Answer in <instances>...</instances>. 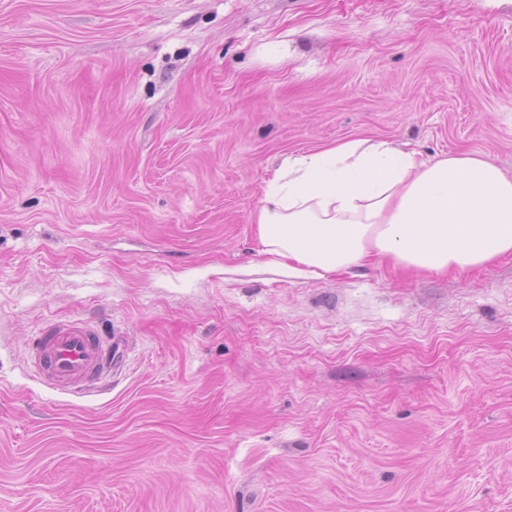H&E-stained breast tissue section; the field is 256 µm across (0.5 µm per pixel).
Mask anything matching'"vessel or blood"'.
Masks as SVG:
<instances>
[{
    "instance_id": "vessel-or-blood-1",
    "label": "vessel or blood",
    "mask_w": 512,
    "mask_h": 512,
    "mask_svg": "<svg viewBox=\"0 0 512 512\" xmlns=\"http://www.w3.org/2000/svg\"><path fill=\"white\" fill-rule=\"evenodd\" d=\"M121 337L105 338L89 322L46 323L29 353L30 364L48 387L83 398L99 390L100 380L121 370Z\"/></svg>"
}]
</instances>
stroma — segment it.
<instances>
[{
  "label": "stroma",
  "instance_id": "35a3bbf8",
  "mask_svg": "<svg viewBox=\"0 0 512 512\" xmlns=\"http://www.w3.org/2000/svg\"><path fill=\"white\" fill-rule=\"evenodd\" d=\"M356 139L512 177V0H0V512H512V256L255 234ZM53 318L127 333L111 391L37 378Z\"/></svg>",
  "mask_w": 512,
  "mask_h": 512
}]
</instances>
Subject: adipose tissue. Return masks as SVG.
I'll return each mask as SVG.
<instances>
[{
	"instance_id": "1",
	"label": "adipose tissue",
	"mask_w": 512,
	"mask_h": 512,
	"mask_svg": "<svg viewBox=\"0 0 512 512\" xmlns=\"http://www.w3.org/2000/svg\"><path fill=\"white\" fill-rule=\"evenodd\" d=\"M254 222L273 263L300 272L374 258L417 272L480 268L512 255V178L481 156L426 162L350 140L289 160Z\"/></svg>"
}]
</instances>
